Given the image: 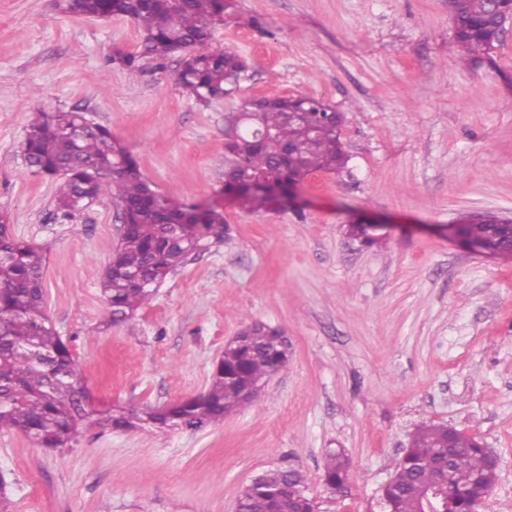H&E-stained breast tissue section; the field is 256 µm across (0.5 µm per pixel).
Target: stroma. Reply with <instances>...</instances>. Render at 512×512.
<instances>
[{
    "instance_id": "obj_1",
    "label": "stroma",
    "mask_w": 512,
    "mask_h": 512,
    "mask_svg": "<svg viewBox=\"0 0 512 512\" xmlns=\"http://www.w3.org/2000/svg\"><path fill=\"white\" fill-rule=\"evenodd\" d=\"M140 41L123 17L0 0V213L46 253V313L90 406L199 395L255 322L291 359L250 405L198 428L88 421L56 451L0 428L14 512H234L281 467L306 475L319 512H369L423 421L482 440L498 477L481 512H512V259L448 238L466 215L512 218V32L493 70L459 64L448 0H232L209 46L246 59L242 95H305L345 115L346 169L308 175L291 208L222 195L229 101L183 93L176 55L136 75L111 64ZM72 108L109 128L158 193L216 205L232 229L129 326L110 324L98 278L119 211L104 197L61 217L54 181L22 155L38 112ZM357 217L387 225L380 245L347 236ZM331 450L350 459L351 495L321 481Z\"/></svg>"
}]
</instances>
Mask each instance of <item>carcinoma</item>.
I'll use <instances>...</instances> for the list:
<instances>
[{"instance_id":"cac0c4a2","label":"carcinoma","mask_w":512,"mask_h":512,"mask_svg":"<svg viewBox=\"0 0 512 512\" xmlns=\"http://www.w3.org/2000/svg\"><path fill=\"white\" fill-rule=\"evenodd\" d=\"M66 13L110 19L123 16L142 30L140 50L119 52L112 63L129 72L148 58L164 64L175 53L203 46L212 27L224 20L229 0H59ZM455 42L472 61L498 70L492 52L503 42L512 21V0H448ZM248 64L229 50L187 56L178 82L198 102L208 104L240 91ZM254 113L250 120L246 113ZM344 115L317 101L309 107L301 96L240 97L224 113L227 162L224 195L237 197L262 177L272 179L286 201L298 184L318 171L339 172L348 159L337 128ZM23 155L33 173L59 182L55 204L66 215L104 196L116 200L123 219L121 238L101 270V292L114 325L127 324L149 305L168 275L187 258L229 235L221 212L186 205L160 195L141 173L137 160L105 126L79 111H41L29 125ZM503 217L478 214L463 222V236L512 251V236L496 232ZM44 254L0 224V428H13L40 448L57 450L78 436L89 396L77 360L45 313ZM287 340L255 323L224 346L208 388L200 395L163 407L145 405L128 412L95 411V424L120 430L197 427L224 420L252 403V383L288 367ZM498 462L486 448L460 430L448 442L445 425H422L413 435L379 498L388 512H419L422 497L440 493L446 512L482 507L497 480ZM304 480L295 469H280L255 479L238 496L241 512H314L311 498L282 497V485ZM324 484L344 491L350 484L347 457L327 454Z\"/></svg>"}]
</instances>
